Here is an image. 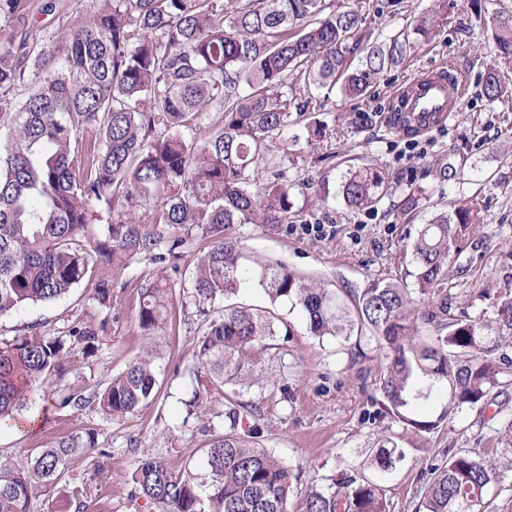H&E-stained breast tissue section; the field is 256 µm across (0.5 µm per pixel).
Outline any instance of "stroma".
<instances>
[{
  "label": "stroma",
  "instance_id": "obj_1",
  "mask_svg": "<svg viewBox=\"0 0 512 512\" xmlns=\"http://www.w3.org/2000/svg\"><path fill=\"white\" fill-rule=\"evenodd\" d=\"M385 2L327 0L337 9L361 11L367 31L376 38L412 30L418 16L437 8L439 24L432 41L412 52L404 71L379 82L363 97L348 98L338 86L313 90L315 109L330 124L324 139L307 146L303 126H293L297 142L270 145L259 170L260 180L282 170L300 185L291 224L277 231L262 224L233 228L242 247V285L231 301L249 308H274L278 321L271 349L258 355L243 385L225 387L215 395L205 417L188 413L185 403L192 385L187 371L193 363L197 316L194 305L184 304L177 283L208 247L206 239L193 236L181 249L178 272L170 276L175 283L173 321L158 337L156 398L123 418L103 416L90 406L53 407L40 428L0 430V456L19 464L26 463L33 449L67 434L91 432L97 439L98 453L74 459L58 490L33 501L31 512H61V490L81 483L89 487L82 512H157L150 500L132 496L133 471L147 457L180 467L191 451L205 447L212 432L223 430L231 399L257 405L265 448L300 468L288 512H299L312 487L328 486L342 471L370 461L384 435L401 437L406 450L396 469L376 476L394 512H413L427 469L456 451L478 448L496 464L507 462L506 451L512 448V383L486 408L463 409L438 431L413 434L391 419L380 403L376 351L351 364L347 344L311 336L299 309L270 304L259 283L261 265L279 262L331 289L361 288L383 277L414 288L407 259L409 231L466 198L476 204L483 230L449 261V297L463 303L471 316L490 321L503 289L512 285V96L491 101L483 93L485 76L493 69L512 84V63L498 57L492 42V21L512 12V0H394L389 12L383 9ZM98 6L99 0H18L15 11L0 13V49L40 48L49 38L88 22ZM443 62L452 63L466 82L456 112L446 125L415 139L399 136L386 112L393 90L422 68ZM360 112L374 114L373 124L357 125ZM440 163L453 167L444 181L430 173ZM365 164L384 168L396 186L373 208L356 210L341 197V177ZM320 184L330 190L328 201L311 205ZM413 187L420 192L419 205L401 211L400 202ZM305 224H326L330 231L323 237L305 235ZM158 276L156 266L133 262L122 276L123 287L114 291L111 310L98 306L93 283L85 282L59 300L0 318V338L22 336L33 323L61 332L77 317L109 319V332L97 352L87 358L74 355L63 381L64 386L92 393L142 354L145 339L136 322L138 289Z\"/></svg>",
  "mask_w": 512,
  "mask_h": 512
}]
</instances>
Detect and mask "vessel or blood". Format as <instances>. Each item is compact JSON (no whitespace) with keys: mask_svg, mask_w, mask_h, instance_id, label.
<instances>
[{"mask_svg":"<svg viewBox=\"0 0 512 512\" xmlns=\"http://www.w3.org/2000/svg\"><path fill=\"white\" fill-rule=\"evenodd\" d=\"M460 72L450 64L419 72L414 78L391 96V102L401 112L420 117L418 132L445 124L452 108L448 104L447 87L449 80L460 79Z\"/></svg>","mask_w":512,"mask_h":512,"instance_id":"vessel-or-blood-1","label":"vessel or blood"}]
</instances>
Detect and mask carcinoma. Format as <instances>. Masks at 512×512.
<instances>
[{
  "instance_id": "obj_1",
  "label": "carcinoma",
  "mask_w": 512,
  "mask_h": 512,
  "mask_svg": "<svg viewBox=\"0 0 512 512\" xmlns=\"http://www.w3.org/2000/svg\"><path fill=\"white\" fill-rule=\"evenodd\" d=\"M325 0H102L92 20L48 40L35 53L0 50V317L55 301L84 281L93 299L112 308L113 288L132 261L178 270L175 260L192 231L210 241L190 270L186 299L200 319L193 376L214 385L237 382L253 356L269 349L277 314L215 304L241 286L236 224L289 223L295 184L280 171L256 178L272 143L310 109L311 91L342 82L358 98L401 66L420 39H429L434 14H423L414 37L370 40L355 9L325 12ZM499 57L512 62V15L492 28ZM360 56L352 58L354 52ZM507 93L489 72L484 94ZM218 125L201 127L210 110ZM352 208H371L391 190L386 173L370 164L343 175ZM122 198L128 211H112ZM110 216L96 224L94 207ZM152 208L151 221L133 207ZM182 229L186 236L170 234ZM467 202L435 214L411 244L416 288L390 279L359 292L332 291L281 264L261 266L272 302L301 310L310 333L349 341L351 364L366 358L362 340L384 359L377 389L393 418L430 433L462 408L495 401L512 375V288L496 308V327L466 311H448V262L480 232ZM175 287L166 278L143 284L137 324L152 341L172 322ZM109 319L76 321L58 335L33 324L28 335L0 342V426L31 409L70 358L95 353ZM498 335H492V331ZM159 352L148 348L101 390L56 397L61 408L93 405L120 418L153 400ZM446 399L435 417L418 408ZM255 408L228 402L224 431L174 470L142 460L131 476L134 492L159 512H288L298 475L263 446ZM104 454L93 435H65L39 448L27 463L0 458V512H30L32 499L55 488L71 461ZM404 457L388 437L373 466L388 472ZM498 467L461 450L429 469L416 512H482ZM304 512H391L382 486L356 467L326 488H311Z\"/></svg>"
}]
</instances>
